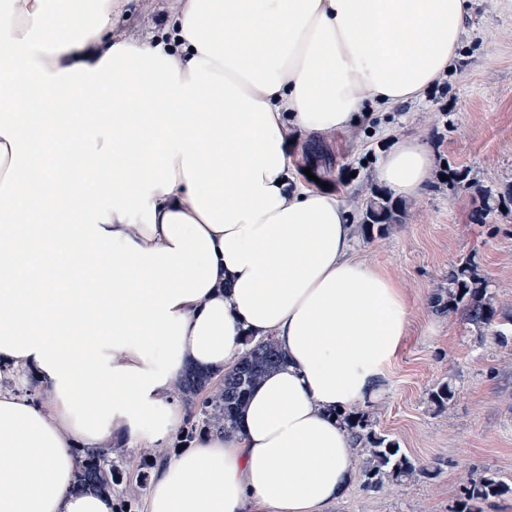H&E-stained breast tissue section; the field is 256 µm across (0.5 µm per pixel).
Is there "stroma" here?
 Wrapping results in <instances>:
<instances>
[{
    "label": "stroma",
    "mask_w": 512,
    "mask_h": 512,
    "mask_svg": "<svg viewBox=\"0 0 512 512\" xmlns=\"http://www.w3.org/2000/svg\"><path fill=\"white\" fill-rule=\"evenodd\" d=\"M177 0H130L114 37L146 40L159 33ZM410 135L435 152L427 188L403 200L399 223L366 238L357 257L384 266L406 293L410 328L374 402L376 427L427 467L415 481L366 492L358 477L330 512H458L468 471L497 472L512 483V347L479 338L460 315L437 313L429 299L451 265L475 257L502 303L512 306V208L477 219L478 201L445 180V169L500 190L512 184V0H470L459 55L423 100L373 112L349 133L305 137L300 167L340 193L360 224L377 190L375 167L393 139ZM452 382L455 397L440 411L431 391ZM173 448L132 446L114 456L127 482L114 502L142 512L149 487L136 483L144 458L165 462Z\"/></svg>",
    "instance_id": "35a3bbf8"
}]
</instances>
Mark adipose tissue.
I'll list each match as a JSON object with an SVG mask.
<instances>
[{"mask_svg":"<svg viewBox=\"0 0 512 512\" xmlns=\"http://www.w3.org/2000/svg\"><path fill=\"white\" fill-rule=\"evenodd\" d=\"M127 5L0 10V512H113L74 490L77 448L166 447L179 373L230 367L248 335L287 366L235 435L170 458L146 512H326L357 464L329 412L378 397L409 310L292 148L419 99L468 0H180L158 36L113 40ZM434 164L401 138L374 178L408 199Z\"/></svg>","mask_w":512,"mask_h":512,"instance_id":"obj_1","label":"adipose tissue"}]
</instances>
